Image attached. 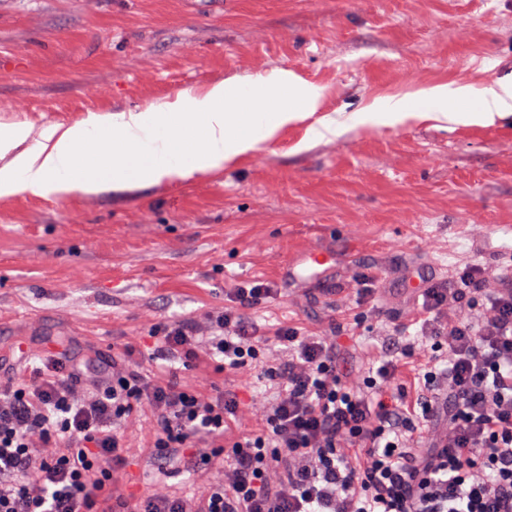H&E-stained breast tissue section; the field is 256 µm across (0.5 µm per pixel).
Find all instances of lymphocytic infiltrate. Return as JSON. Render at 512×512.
Returning <instances> with one entry per match:
<instances>
[{"mask_svg":"<svg viewBox=\"0 0 512 512\" xmlns=\"http://www.w3.org/2000/svg\"><path fill=\"white\" fill-rule=\"evenodd\" d=\"M273 294L245 283L207 335L184 319L154 339L158 359L203 354L232 373L264 353L273 388L255 434L224 439L236 392L148 380L118 355L92 367L51 349L0 383V512H512V275L471 263L458 284L425 282L420 339L363 375L340 368L335 333L249 327ZM143 408L158 465L206 466L222 449L224 472L198 497H113L118 425Z\"/></svg>","mask_w":512,"mask_h":512,"instance_id":"1","label":"lymphocytic infiltrate"}]
</instances>
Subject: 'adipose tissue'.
Listing matches in <instances>:
<instances>
[{
    "mask_svg": "<svg viewBox=\"0 0 512 512\" xmlns=\"http://www.w3.org/2000/svg\"><path fill=\"white\" fill-rule=\"evenodd\" d=\"M320 97L318 85L277 70L244 85L182 91L143 111L91 113L66 127H46L35 139L26 125L0 127V156L9 159L0 167V196L93 194L218 171L270 140L282 126L313 114ZM510 115L512 82L476 90L436 85L411 98L378 99L344 121L320 119L309 137L330 139L357 125H393L412 118L492 125ZM23 141L27 149L17 152Z\"/></svg>",
    "mask_w": 512,
    "mask_h": 512,
    "instance_id": "1",
    "label": "adipose tissue"
}]
</instances>
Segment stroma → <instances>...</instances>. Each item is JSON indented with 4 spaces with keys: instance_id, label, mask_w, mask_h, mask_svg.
<instances>
[{
    "instance_id": "stroma-1",
    "label": "stroma",
    "mask_w": 512,
    "mask_h": 512,
    "mask_svg": "<svg viewBox=\"0 0 512 512\" xmlns=\"http://www.w3.org/2000/svg\"><path fill=\"white\" fill-rule=\"evenodd\" d=\"M274 70L322 87L317 116L340 119L380 97L479 88L512 76V0H0V126L35 136ZM309 125L185 180L0 196V381L51 348L83 362L127 345L157 375L154 331L223 310L245 281L277 290L247 313L259 333L335 329L352 370L369 363L366 341L416 337L396 266L451 282L473 261L512 270V116L357 126L305 149ZM313 252L330 263L307 277ZM364 274L378 281L371 304L357 295ZM383 320L401 334L381 335ZM171 370L205 394L262 379L259 364L228 376L202 355ZM121 430L113 495L193 497L216 473L159 469L148 410Z\"/></svg>"
}]
</instances>
